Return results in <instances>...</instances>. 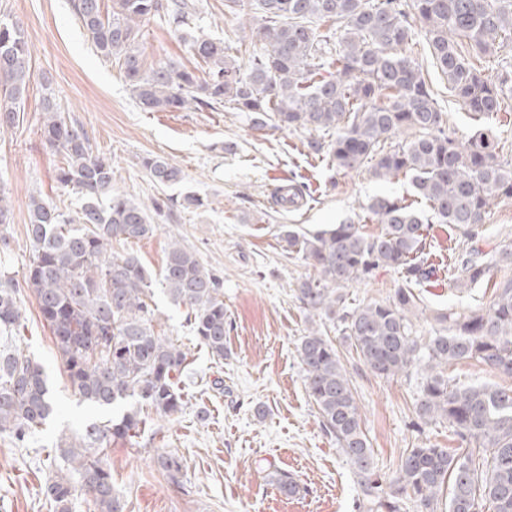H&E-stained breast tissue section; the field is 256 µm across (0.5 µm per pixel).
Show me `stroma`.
<instances>
[{
	"mask_svg": "<svg viewBox=\"0 0 512 512\" xmlns=\"http://www.w3.org/2000/svg\"><path fill=\"white\" fill-rule=\"evenodd\" d=\"M199 24L223 40L230 55L247 59L261 26L259 14H229L224 0H200ZM24 28L33 77L13 128L0 134V191L11 208V221L0 226L8 248L0 249V267L22 274L29 257L25 234L31 196H41L63 210L75 211L77 194L55 180L62 164L41 133L44 94H51L68 121L83 128L96 154L112 165L115 189L144 207L155 198L181 201L191 192L207 199L202 209H183L177 222H160L151 237L125 244L153 272H160L171 242L193 250L224 284V344L230 352L216 363L198 345L174 306L155 289V329L190 352L182 377L185 406L170 418L147 414L140 437L112 442L106 464L112 484L127 504L126 512H354L357 491L350 466L321 429L317 407L309 398L297 344L308 329H326L340 341L325 317H308L295 289L310 272L284 251L286 226L316 231L354 223L368 236L382 226L368 210L372 197L387 195L428 212L410 177L382 182L369 167L339 172L326 153L309 148L311 140L329 143L330 134L305 129H253L244 113L142 111L117 64L104 60L91 45L72 9V0H0V13ZM145 66L172 62L200 70L183 39L154 18L141 28ZM428 74L449 129L464 137L483 131L512 142V111L477 119L457 103L433 66L424 30H417L406 50ZM161 155L183 172L181 183L158 188L139 166L140 157ZM284 184L303 189L298 204H276L274 190ZM484 251L512 245V199L495 200L483 226ZM429 260L435 266L419 294L426 308L416 321L428 335L437 313L467 315L488 307L492 288L454 285L452 266L464 245L462 230L430 223ZM400 275L378 269L364 281L344 287L348 302H384L401 287ZM24 328L17 348L34 357L51 380L57 413L26 447L0 436V512H49L44 496L48 475L46 448L59 435L79 429L92 411L72 391L31 291L22 296ZM343 363L356 387L364 431L383 471L395 470L404 449L428 443L456 450L460 443L448 423L417 426L414 385L404 376H375L358 360ZM223 389H216V379ZM263 415H256V407ZM182 457L180 484L171 483L158 457ZM294 475L300 495H282L276 471Z\"/></svg>",
	"mask_w": 512,
	"mask_h": 512,
	"instance_id": "stroma-1",
	"label": "stroma"
}]
</instances>
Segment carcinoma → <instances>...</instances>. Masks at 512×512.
Returning <instances> with one entry per match:
<instances>
[{
    "instance_id": "carcinoma-1",
    "label": "carcinoma",
    "mask_w": 512,
    "mask_h": 512,
    "mask_svg": "<svg viewBox=\"0 0 512 512\" xmlns=\"http://www.w3.org/2000/svg\"><path fill=\"white\" fill-rule=\"evenodd\" d=\"M254 7L267 18L258 28L263 47L245 62L228 55L224 42L203 34L186 39L188 51L204 64V76L172 64L144 69L140 28L158 16L188 34L198 0H114L103 15L101 0H73L83 28L107 61L118 63L145 112L179 110L244 112L252 127L269 122L280 129L337 130L325 149L344 172L372 162L374 177L411 175L412 185L440 224L465 231L470 241L458 264L456 284L486 282L495 289L492 304L467 316L439 313L428 336L416 335L412 317L420 308L413 288L434 272L426 252L421 214L397 198L376 196L368 209L383 224L366 236L357 224L284 232L286 251L312 267L296 297L310 315L339 324L345 343L374 375L392 378L416 370L415 413L423 424L446 421L470 451L450 453L434 445L406 449L395 471L374 462L362 428L354 387L341 352L321 329L312 328L297 345L308 396L323 431L349 463L359 506L367 512H436L448 490V512H512V385H456L448 364L474 360L512 378V247L487 256L479 242L491 200L512 198V163L500 160L499 142L484 133L460 141L448 134L443 113L422 69L402 53L414 32V11L429 42L434 67L448 91L474 116L500 112L512 100V72L495 77L475 71L470 51L490 53L512 40V0H228L243 13ZM328 19L332 30L317 33L314 22ZM336 46V74L320 75V60ZM22 26L0 14V131L14 126L32 71ZM46 143L63 155L57 183L81 195L71 215L41 197H31L26 237L29 263L23 280L35 296L65 366L71 388L96 411L112 414L87 421L81 431L60 438L47 460L45 493L52 512H73L75 492L93 512H125L112 485L104 456L115 439L140 435L144 410L160 416L182 411L179 378L188 353L154 330L153 275L140 259L114 250L151 236L154 217L177 218L172 199L154 200L153 212L112 187V165L92 151L83 129L43 98ZM410 131L412 139L388 144ZM138 164L163 188L180 183L182 170L165 157L147 155ZM398 272L404 286L386 302L348 307L340 287L358 283L378 268ZM160 278L174 305L183 307L194 336L212 358L224 359V291L221 279L195 252L171 244ZM18 282L0 270V435L24 442L54 412L40 366L13 347L22 325ZM170 479L178 481L183 462L160 457ZM285 496L299 493L292 474L273 477Z\"/></svg>"
}]
</instances>
